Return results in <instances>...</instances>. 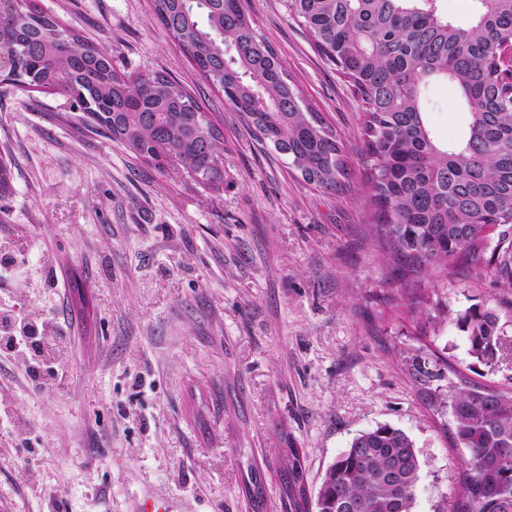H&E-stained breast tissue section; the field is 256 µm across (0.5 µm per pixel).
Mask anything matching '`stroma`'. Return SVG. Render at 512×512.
Listing matches in <instances>:
<instances>
[{"mask_svg": "<svg viewBox=\"0 0 512 512\" xmlns=\"http://www.w3.org/2000/svg\"><path fill=\"white\" fill-rule=\"evenodd\" d=\"M121 72L177 79L221 129L224 182L148 165L74 100L0 81V254L18 273L0 302L46 336L63 373L35 388L0 361V512H280L301 457L308 497L360 432L402 429L421 466L413 512L453 498L466 451L429 409L400 352L424 347L470 384L512 393V290L464 265L425 298L483 305L504 326L495 365L464 332L402 305L366 207L362 112L283 0H245L306 106L344 143L352 192L305 183L262 147L153 15L152 0H39ZM440 140L460 135L454 87L426 91Z\"/></svg>", "mask_w": 512, "mask_h": 512, "instance_id": "obj_1", "label": "stroma"}]
</instances>
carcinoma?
<instances>
[{
  "label": "carcinoma",
  "mask_w": 512,
  "mask_h": 512,
  "mask_svg": "<svg viewBox=\"0 0 512 512\" xmlns=\"http://www.w3.org/2000/svg\"><path fill=\"white\" fill-rule=\"evenodd\" d=\"M362 103L370 165L369 201L380 218L381 246L405 285L409 304L423 302L413 283L428 271L480 267L512 288V89L500 57L512 42V0H474L472 21L449 20L441 0H285ZM156 19L199 74L224 92L257 140L323 191H351L345 146L301 100L243 0H153ZM0 36L18 76L77 97L92 122L142 160H172L219 186L221 132L173 77L121 73L112 57L66 28L34 0L0 16ZM454 84L467 111L462 137L437 139L424 91ZM435 329L466 333L469 352L491 365L504 335L498 314L424 308ZM403 371L426 405L450 411L453 436L466 449L462 492L450 510L512 512V395L462 380L434 382L445 368L419 349L399 353ZM297 452L282 478L283 512H413L421 466L403 430L380 425L355 436L327 469L314 506L301 481Z\"/></svg>",
  "instance_id": "1"
}]
</instances>
